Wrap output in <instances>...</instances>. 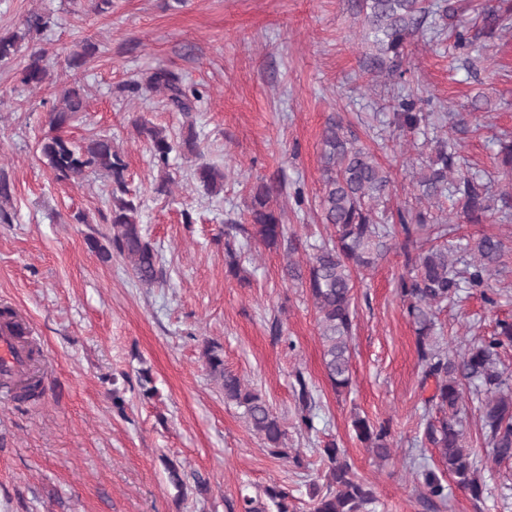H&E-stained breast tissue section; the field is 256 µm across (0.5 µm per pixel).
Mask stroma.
Instances as JSON below:
<instances>
[{"label":"stroma","mask_w":512,"mask_h":512,"mask_svg":"<svg viewBox=\"0 0 512 512\" xmlns=\"http://www.w3.org/2000/svg\"><path fill=\"white\" fill-rule=\"evenodd\" d=\"M447 4L448 28H469L473 48L463 55L448 37L416 33L397 62L398 87L456 124L462 169L497 192L498 141L512 136V32L484 27L489 0ZM33 12L48 28L0 67V177L12 189L0 200L11 218L0 222V307L13 308L40 345L45 392L35 404L0 393V512H232L241 494L259 496L272 484L288 489L294 512H311L318 450L331 440L373 485V512H512V460L489 459L474 400L466 443L477 450L482 499L453 482L434 506L419 495L421 471L441 462L420 441L425 393L414 327L395 294L407 272L399 247L355 278L352 383L340 394L322 365L316 311L300 282L285 277L283 251L251 244L241 252L245 278L227 270L224 243L237 238L230 226L260 183L286 185L276 206L302 246L296 261L306 260L305 244L327 236L318 209L321 139L333 118L390 172L389 212L419 208L406 165L430 156L434 130L399 131L398 100L373 65L379 51L365 38L358 0H112L104 12L95 0H0V35L22 30ZM87 37L98 53L69 69L68 55ZM34 53L50 74L37 87L20 81ZM159 67L199 93L191 115L142 87ZM73 86L86 109L64 132L78 143L109 137L125 161L144 231L162 256L153 285L141 284L121 257L105 264L88 249V237L110 229L111 178L92 171L76 183L57 181L40 154L56 99ZM139 115L177 141L195 130L205 160L224 172L223 191L198 189L192 161L175 151L170 190L157 192L160 172L132 124ZM443 209L454 243L493 235L507 246L489 280L500 295L496 309L474 291L437 313L456 350L512 319V222L467 223L452 197ZM207 341L272 404L291 458L271 457L225 403L201 357ZM143 369L155 386L149 398L139 385ZM300 375L316 403L309 432L295 418ZM117 396L123 408H115ZM356 412L389 422V461L356 439ZM165 456L181 465L184 491L169 485ZM199 477L207 494L195 490Z\"/></svg>","instance_id":"stroma-1"}]
</instances>
